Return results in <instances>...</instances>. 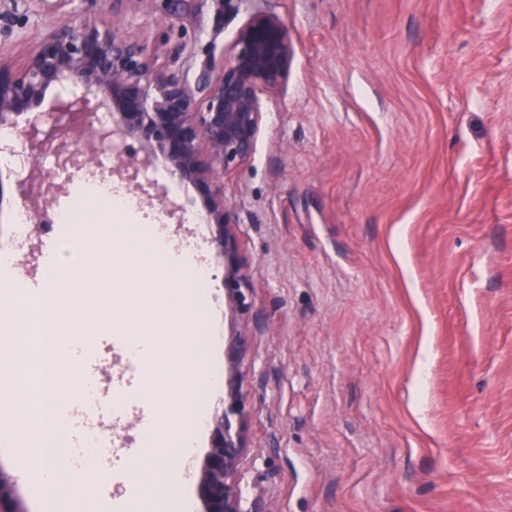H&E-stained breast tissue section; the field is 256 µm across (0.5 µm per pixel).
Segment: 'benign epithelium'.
Here are the masks:
<instances>
[{
	"instance_id": "obj_1",
	"label": "benign epithelium",
	"mask_w": 512,
	"mask_h": 512,
	"mask_svg": "<svg viewBox=\"0 0 512 512\" xmlns=\"http://www.w3.org/2000/svg\"><path fill=\"white\" fill-rule=\"evenodd\" d=\"M292 61L288 26L272 15L251 16L237 31L229 56L197 92L174 71H158L145 46L94 21H61L19 61L0 58V125L17 129V144L37 158L52 145L63 168L84 166L74 146L86 134L101 144L129 139L149 144L170 174L193 184L207 201L215 264L224 267V298L232 318L250 309L247 275L238 257V222L224 197V177L253 154L263 112L259 94L281 89ZM55 93L45 109L46 93ZM98 112L115 122L95 125ZM145 163L113 154L109 175L137 183ZM20 204L40 224L61 187L48 173L14 179ZM243 333L225 361L224 414L213 423L212 446L199 480L205 512H261L260 499L244 506L237 466L245 448V403L239 373Z\"/></svg>"
}]
</instances>
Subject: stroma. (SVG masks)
<instances>
[{
  "label": "stroma",
  "mask_w": 512,
  "mask_h": 512,
  "mask_svg": "<svg viewBox=\"0 0 512 512\" xmlns=\"http://www.w3.org/2000/svg\"><path fill=\"white\" fill-rule=\"evenodd\" d=\"M255 14L288 24V80L260 94L252 157L225 178L239 221L251 308H224V270L210 294L225 333L204 361L223 363L246 336L240 388L246 448L238 482L264 512H512V0H0V56L18 59L62 20L115 24L159 70L196 87ZM182 221L157 203L170 237L211 258L215 228L201 193L181 186ZM0 201V277L42 286L35 255L63 230L16 246ZM62 252L86 285L66 289L82 329L122 313L151 336V385L113 379L127 352L97 336L84 361L100 384V420L124 446L93 471L72 469L85 512H128L154 493L203 512L197 480L161 483L173 452L151 458L147 435L191 408L224 412L223 395L189 403L179 362L194 325L178 287L140 267L134 235H83ZM127 291L114 305L112 291ZM136 396L113 412V388ZM0 434V475L22 512H41Z\"/></svg>",
  "instance_id": "stroma-1"
}]
</instances>
